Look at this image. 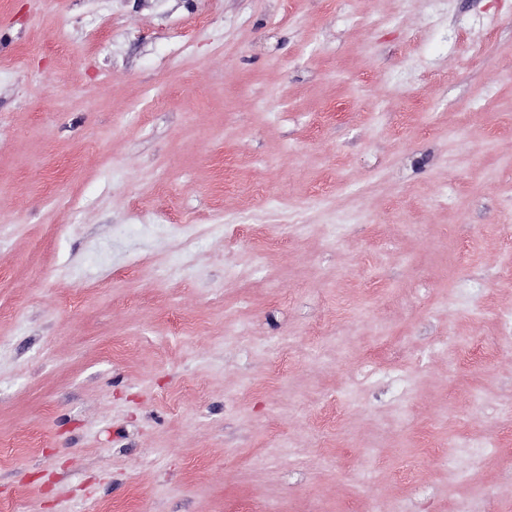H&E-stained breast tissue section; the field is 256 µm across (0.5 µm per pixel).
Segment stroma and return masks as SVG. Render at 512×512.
<instances>
[{
	"label": "stroma",
	"instance_id": "stroma-1",
	"mask_svg": "<svg viewBox=\"0 0 512 512\" xmlns=\"http://www.w3.org/2000/svg\"><path fill=\"white\" fill-rule=\"evenodd\" d=\"M105 503L512 512V0H0V505Z\"/></svg>",
	"mask_w": 512,
	"mask_h": 512
}]
</instances>
